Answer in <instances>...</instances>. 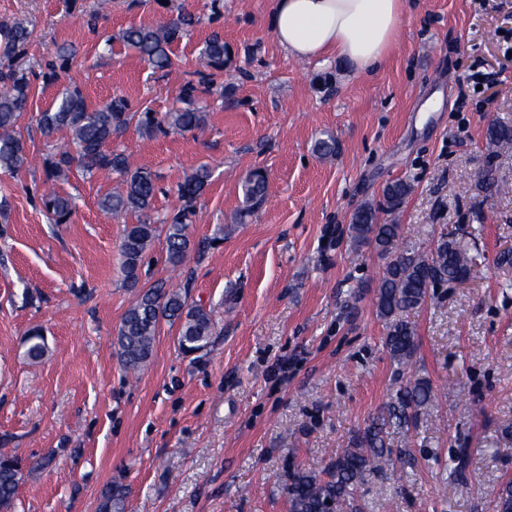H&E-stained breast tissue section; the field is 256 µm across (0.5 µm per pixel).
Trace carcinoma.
I'll list each match as a JSON object with an SVG mask.
<instances>
[{"label": "carcinoma", "mask_w": 512, "mask_h": 512, "mask_svg": "<svg viewBox=\"0 0 512 512\" xmlns=\"http://www.w3.org/2000/svg\"><path fill=\"white\" fill-rule=\"evenodd\" d=\"M191 23V18L180 16L158 26L132 25L123 31L122 38L136 48L150 66L164 70L172 64L171 45ZM29 37L30 31L24 22H0V170L6 172H16L28 161L26 145L15 126L20 113L27 110L34 81H55L58 72L67 69L75 57L72 48L61 46L50 59L28 70L18 68L13 61L21 55ZM201 57L211 75L224 72L226 48L221 34L212 35ZM196 92L198 88L194 84H187L181 96L183 106L159 117L149 110L130 111L127 100L120 95L90 110L82 91L74 87L62 93L56 106L39 114L38 124L44 133H68V143L45 161L46 179L67 181L75 169L86 175L110 170L119 178V189L100 198V209L115 218L129 213L139 216V223L125 229L120 248L122 272L130 288L139 285L145 253L155 237L151 213L157 184L149 170L133 166L124 150L112 148V139L122 134L132 121L146 137L169 131L202 129L207 114L196 106ZM485 138L486 165L481 182L487 189H498L496 159L501 152L512 151V118H495L488 125ZM210 180L211 170L202 164L179 185L182 208L165 221L167 260L172 265L180 264L190 249L187 232L190 215ZM266 188L261 171L254 170L245 176L242 183L244 206L238 216L240 223H246L263 201ZM410 192L411 185L406 181L387 184L383 188L386 209L398 210ZM42 204L57 224L66 223L71 216L72 201L68 197L52 192L43 196ZM350 232L354 244L372 245L384 259L374 304L386 330L384 347L401 372L417 349L416 329L409 320L410 312L425 303L430 289L477 278L481 265L470 254L468 245L452 232L441 236L426 251L413 244L398 250L401 225L381 223L378 209L370 204H363L352 213ZM163 319L179 322L178 346L183 353H196L208 346L214 330L211 314L199 305L188 304L181 292L157 284L140 293L118 327L116 347L124 370L137 372L146 365ZM24 344L31 360H40L47 352L45 338L37 329L27 333ZM397 383L382 411L351 436L347 448L331 460L325 474L299 467L286 471L284 487L289 512H327L330 506L334 512H361L357 490L377 468V462L391 455L390 430L416 426L422 410L436 398L432 383L425 378L404 380L399 377ZM468 463L467 450L459 449L449 467V477L456 481L463 479ZM22 477L19 458L1 450L0 512H14ZM124 500L122 486L111 485L100 498L98 512H124ZM492 512H512L511 480L499 488Z\"/></svg>", "instance_id": "carcinoma-1"}]
</instances>
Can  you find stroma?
Masks as SVG:
<instances>
[{
    "instance_id": "1",
    "label": "stroma",
    "mask_w": 512,
    "mask_h": 512,
    "mask_svg": "<svg viewBox=\"0 0 512 512\" xmlns=\"http://www.w3.org/2000/svg\"><path fill=\"white\" fill-rule=\"evenodd\" d=\"M191 15L171 47L172 65L148 66L119 38L130 25ZM27 22L20 66L74 46L71 68L36 82L15 130L28 147L19 174L0 170V448L25 469L15 512H97L106 486H122L126 512H288L286 468L322 471L354 430L387 401L397 378L383 346L374 295L382 260L354 245L348 224L383 187L412 191L381 219L402 241L429 249L453 231L484 261L481 278L430 289L411 313L418 348L406 373L438 400L415 428L391 433V465L357 497L363 512H487L512 479V193L486 191L479 175L485 130L512 115V0H406L396 42L381 65L355 73L343 60L296 61L275 40L270 0H0V21ZM220 33L229 63L198 94L204 130L118 139L135 166L156 176L155 218L181 205L177 190L199 164L212 180L193 208L200 244L177 268L164 229L146 254L140 287L182 284L210 311L208 347L182 353L178 324L161 320L153 355L131 378L116 332L139 289L126 287L120 247L129 214L112 219L100 198L112 172L57 183L76 208L53 223L40 195L44 162L67 140L45 137L37 115L78 85L89 108L113 95L131 111L179 107L198 83L204 42ZM498 78L470 81L474 60ZM437 111H423L432 96ZM334 136L335 156L313 146ZM263 170L267 190L247 223L236 220L242 181ZM40 329L37 362L24 340ZM463 480L448 478L458 449Z\"/></svg>"
}]
</instances>
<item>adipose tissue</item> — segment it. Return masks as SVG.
Returning <instances> with one entry per match:
<instances>
[{
    "label": "adipose tissue",
    "mask_w": 512,
    "mask_h": 512,
    "mask_svg": "<svg viewBox=\"0 0 512 512\" xmlns=\"http://www.w3.org/2000/svg\"><path fill=\"white\" fill-rule=\"evenodd\" d=\"M406 0H273L272 30L296 60L342 58L364 73L395 43Z\"/></svg>",
    "instance_id": "obj_1"
}]
</instances>
